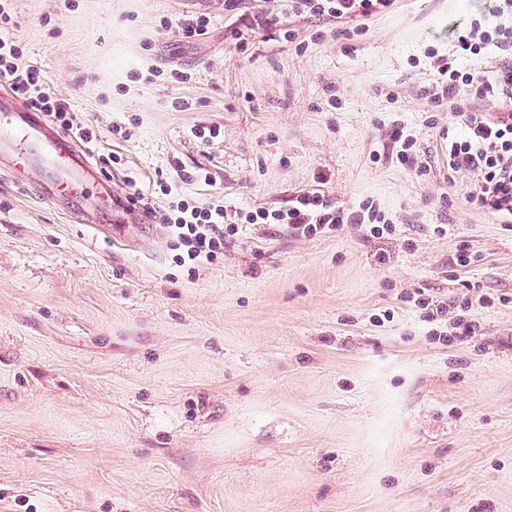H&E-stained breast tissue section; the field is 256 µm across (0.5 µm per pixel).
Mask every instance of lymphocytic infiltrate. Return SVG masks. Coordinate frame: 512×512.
I'll return each instance as SVG.
<instances>
[{"instance_id": "1", "label": "lymphocytic infiltrate", "mask_w": 512, "mask_h": 512, "mask_svg": "<svg viewBox=\"0 0 512 512\" xmlns=\"http://www.w3.org/2000/svg\"><path fill=\"white\" fill-rule=\"evenodd\" d=\"M11 0H0V78L22 96L35 110L53 118L63 129L81 141L92 142L93 134L77 122L69 103L56 97L36 67L23 63L19 45L7 32L11 21ZM394 0H291V9L317 19L340 20L367 18L390 9ZM449 35L456 41L457 56L435 55L438 75L433 88L435 102L447 106L451 120L445 132L448 140V172L467 177L470 189L466 200L475 208L512 221V114L495 117L471 112L467 100H512V65H504L486 74L459 66L458 56H477L489 47L512 50V0H496L484 21L470 26H451ZM166 196L164 206L143 203L148 219L164 225L178 250V263L215 260L224 251L225 238L237 234L243 224H278L301 237L322 229L346 226L363 228L370 236L388 232L373 202L343 206L321 190L293 195L287 205L275 210L255 209L228 213L223 199L197 201L170 185H161ZM487 302L486 296L465 294L452 306L431 305L415 298L423 318L433 326L435 339L452 342L475 335V313Z\"/></svg>"}]
</instances>
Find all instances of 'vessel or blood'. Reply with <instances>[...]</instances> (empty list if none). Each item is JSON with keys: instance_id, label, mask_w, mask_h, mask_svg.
Instances as JSON below:
<instances>
[{"instance_id": "1", "label": "vessel or blood", "mask_w": 512, "mask_h": 512, "mask_svg": "<svg viewBox=\"0 0 512 512\" xmlns=\"http://www.w3.org/2000/svg\"><path fill=\"white\" fill-rule=\"evenodd\" d=\"M20 163L51 197L60 196L66 178L94 182L106 194L115 192L111 179L97 171L87 148L31 110L23 98L4 90L0 92V167Z\"/></svg>"}]
</instances>
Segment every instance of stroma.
<instances>
[{"label":"stroma","mask_w":512,"mask_h":512,"mask_svg":"<svg viewBox=\"0 0 512 512\" xmlns=\"http://www.w3.org/2000/svg\"><path fill=\"white\" fill-rule=\"evenodd\" d=\"M492 4L287 8L254 31L252 0H13L24 62L96 134L94 162L119 157L102 172L122 194L160 206L157 173L205 171L187 193L250 210L319 186L395 230L250 224L180 266L162 226L129 215L110 239L108 200L85 224L0 171V512H512V230L448 174L428 58ZM200 14L202 41L160 29ZM468 284L490 301L452 344L401 299ZM289 6L299 15L317 19L340 20L368 18L390 9L394 0H291ZM394 144L398 145L397 158L399 162L408 169H414L416 172H423L425 166L419 161V151L416 143L410 139H402L399 131H394L391 135Z\"/></svg>","instance_id":"stroma-1"}]
</instances>
